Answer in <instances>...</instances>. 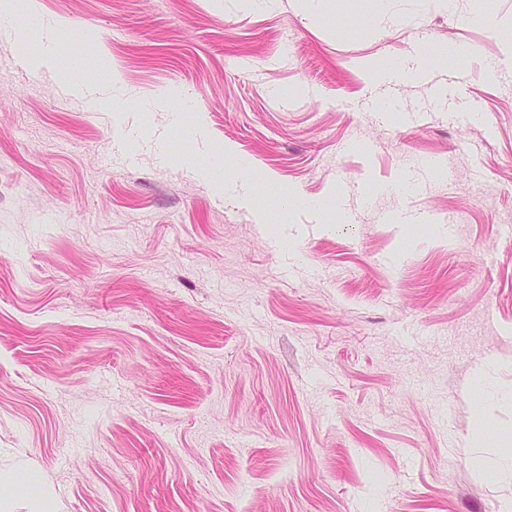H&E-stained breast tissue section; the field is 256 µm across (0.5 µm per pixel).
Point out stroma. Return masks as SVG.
Returning <instances> with one entry per match:
<instances>
[{
    "instance_id": "obj_1",
    "label": "stroma",
    "mask_w": 512,
    "mask_h": 512,
    "mask_svg": "<svg viewBox=\"0 0 512 512\" xmlns=\"http://www.w3.org/2000/svg\"><path fill=\"white\" fill-rule=\"evenodd\" d=\"M35 7L154 135L128 161L111 112L0 39V478L59 512H504L478 465L512 432V0L491 30L468 0ZM169 88L198 105L178 127L179 98L137 107ZM241 160L248 198L214 189ZM268 191L279 201L287 203L290 207L295 209H313L321 211L323 208L322 202L316 199L309 198L300 194L296 190L284 189L276 184H270ZM312 207V208H309Z\"/></svg>"
}]
</instances>
